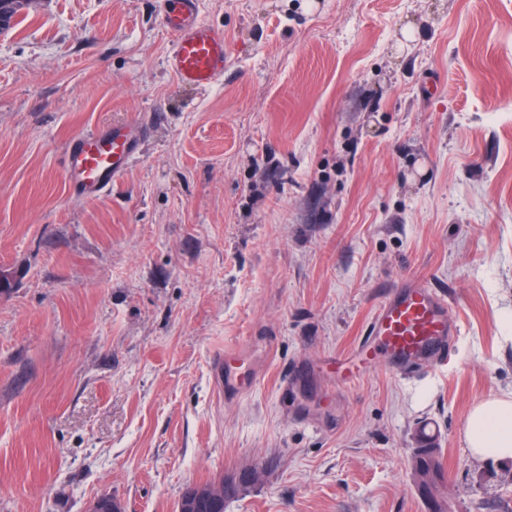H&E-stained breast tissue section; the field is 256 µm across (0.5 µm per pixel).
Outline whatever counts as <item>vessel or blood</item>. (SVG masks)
<instances>
[{"label": "vessel or blood", "mask_w": 512, "mask_h": 512, "mask_svg": "<svg viewBox=\"0 0 512 512\" xmlns=\"http://www.w3.org/2000/svg\"><path fill=\"white\" fill-rule=\"evenodd\" d=\"M159 13L172 37L167 66L185 85L213 87L224 76V32L200 16L198 0H159ZM144 128L102 125L72 137L64 146V171L71 195L92 200L108 194L112 183L138 157ZM458 326L448 317V298L422 279L391 287L369 320L352 354L331 363L340 385L357 382L376 365L410 378L418 367L444 365ZM256 374L240 350L224 354V391L249 390Z\"/></svg>", "instance_id": "1"}]
</instances>
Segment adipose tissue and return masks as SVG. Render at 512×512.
I'll return each instance as SVG.
<instances>
[{
  "label": "adipose tissue",
  "mask_w": 512,
  "mask_h": 512,
  "mask_svg": "<svg viewBox=\"0 0 512 512\" xmlns=\"http://www.w3.org/2000/svg\"><path fill=\"white\" fill-rule=\"evenodd\" d=\"M466 441L473 456L512 459V394L493 397L473 407Z\"/></svg>",
  "instance_id": "adipose-tissue-1"
}]
</instances>
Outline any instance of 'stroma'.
I'll list each match as a JSON object with an SVG mask.
<instances>
[{
  "label": "stroma",
  "instance_id": "35a3bbf8",
  "mask_svg": "<svg viewBox=\"0 0 512 512\" xmlns=\"http://www.w3.org/2000/svg\"><path fill=\"white\" fill-rule=\"evenodd\" d=\"M208 90L167 69L156 0H30L0 31V512H512V459L469 414L512 393V0H201ZM144 125L95 200L66 141ZM448 296L447 366L337 385L384 291ZM242 351L257 382L224 393ZM297 396L280 384L293 364ZM259 469L257 481L239 475ZM429 451L418 448L412 464V477L415 484L422 482L433 492H437L438 481L441 478L442 463L438 448L429 447ZM224 482V477L210 483L199 486H192L187 489L179 502V512H211L219 511L223 508L225 489L227 484L217 483Z\"/></svg>",
  "mask_w": 512,
  "mask_h": 512
}]
</instances>
